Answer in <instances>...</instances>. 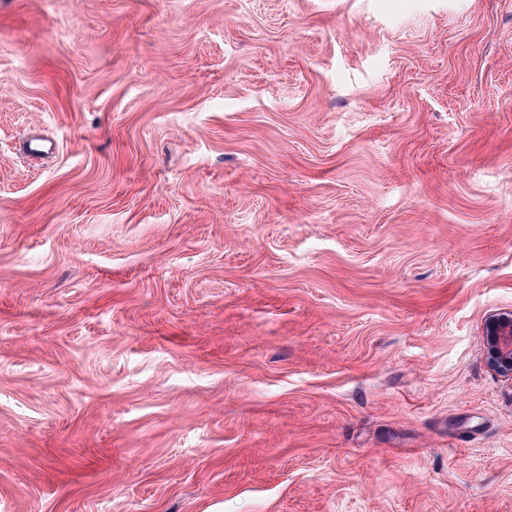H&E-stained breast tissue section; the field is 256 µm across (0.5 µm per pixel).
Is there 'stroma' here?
I'll use <instances>...</instances> for the list:
<instances>
[{
    "label": "stroma",
    "instance_id": "obj_1",
    "mask_svg": "<svg viewBox=\"0 0 512 512\" xmlns=\"http://www.w3.org/2000/svg\"><path fill=\"white\" fill-rule=\"evenodd\" d=\"M510 310L512 0H0V512H512ZM486 362L499 376L512 382V314L492 315L486 322Z\"/></svg>",
    "mask_w": 512,
    "mask_h": 512
}]
</instances>
